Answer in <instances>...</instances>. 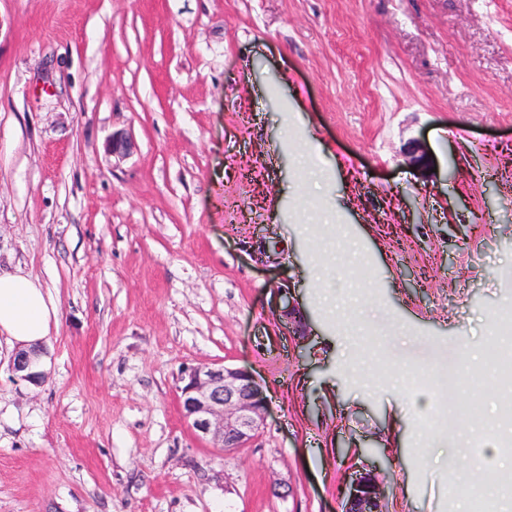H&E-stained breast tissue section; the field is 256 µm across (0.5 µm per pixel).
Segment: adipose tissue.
<instances>
[{
    "label": "adipose tissue",
    "mask_w": 512,
    "mask_h": 512,
    "mask_svg": "<svg viewBox=\"0 0 512 512\" xmlns=\"http://www.w3.org/2000/svg\"><path fill=\"white\" fill-rule=\"evenodd\" d=\"M58 309L41 284L22 274L0 275V335L32 348L43 345Z\"/></svg>",
    "instance_id": "1"
}]
</instances>
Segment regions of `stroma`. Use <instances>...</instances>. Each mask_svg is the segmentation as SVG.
Returning a JSON list of instances; mask_svg holds the SVG:
<instances>
[{"label":"stroma","instance_id":"35a3bbf8","mask_svg":"<svg viewBox=\"0 0 512 512\" xmlns=\"http://www.w3.org/2000/svg\"><path fill=\"white\" fill-rule=\"evenodd\" d=\"M0 272L58 307L38 381L0 338V512H341L344 452L383 512H512L460 377L512 311V0H0ZM202 364L249 447L184 421ZM181 382L183 418L214 448H245L263 427L266 395L247 368L197 365L183 373Z\"/></svg>","mask_w":512,"mask_h":512}]
</instances>
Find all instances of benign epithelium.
Here are the masks:
<instances>
[{"mask_svg":"<svg viewBox=\"0 0 512 512\" xmlns=\"http://www.w3.org/2000/svg\"><path fill=\"white\" fill-rule=\"evenodd\" d=\"M280 317L288 320L294 335L306 336V325L287 296L280 305ZM181 382L183 418L198 438L213 447L225 451L244 448L263 427L266 395L248 369L197 365L183 373ZM382 496L377 474L360 472L345 487V512H382Z\"/></svg>","mask_w":512,"mask_h":512,"instance_id":"benign-epithelium-1","label":"benign epithelium"}]
</instances>
